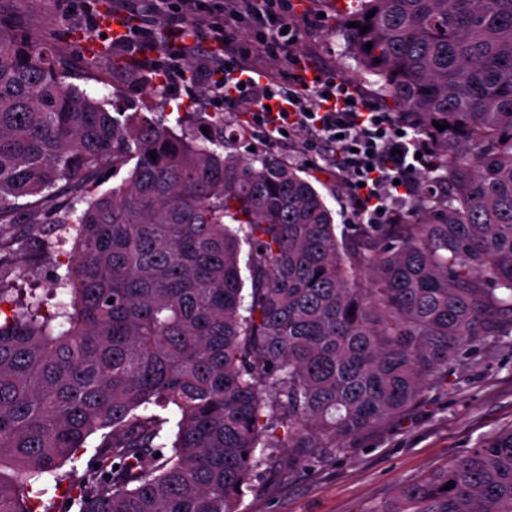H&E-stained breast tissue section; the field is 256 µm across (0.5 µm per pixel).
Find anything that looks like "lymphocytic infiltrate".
I'll return each mask as SVG.
<instances>
[{"mask_svg":"<svg viewBox=\"0 0 512 512\" xmlns=\"http://www.w3.org/2000/svg\"><path fill=\"white\" fill-rule=\"evenodd\" d=\"M224 18L210 15L187 25L186 13L165 15L171 38L168 78H184L183 64L205 43L219 46L210 85L225 105L243 102L252 121L270 142L300 135L306 148L322 153L344 177L355 215L362 224H387L402 218L418 175L429 170L435 153L430 137L382 111L348 83L315 62L286 50L299 40L300 28L288 20L281 0H228ZM232 35H224L227 26ZM286 58L281 74L263 59Z\"/></svg>","mask_w":512,"mask_h":512,"instance_id":"lymphocytic-infiltrate-1","label":"lymphocytic infiltrate"}]
</instances>
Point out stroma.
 Returning <instances> with one entry per match:
<instances>
[{
	"mask_svg": "<svg viewBox=\"0 0 512 512\" xmlns=\"http://www.w3.org/2000/svg\"><path fill=\"white\" fill-rule=\"evenodd\" d=\"M113 0H9L11 16L38 40L50 43L73 83L97 97H108L113 112H164L169 121L184 118L204 127L215 107L204 83L193 87L164 86L162 93L146 89L133 58L136 42L119 43L99 26L114 15L121 31L140 26L138 15L113 13ZM337 0H288V17L301 23L292 51L314 53L317 61L358 88L386 112L373 76L360 71L338 28ZM227 151L250 156L270 153L316 177V186L332 211L335 224L355 217L343 176L325 164L319 153L304 150L301 139L290 145L272 144L255 132L246 105L224 110ZM25 244L9 262L0 264V290L10 310L30 296L46 306L65 299L46 294L55 277L66 270L68 255L60 249L33 254ZM468 372L448 374V386L433 391L417 408L386 425L359 436L350 453L329 455L320 463L281 479L273 472L254 478L257 490L248 494L244 512H370L379 503H393L406 485L445 470L478 441L512 424V345L474 347L468 352Z\"/></svg>",
	"mask_w": 512,
	"mask_h": 512,
	"instance_id": "stroma-1",
	"label": "stroma"
}]
</instances>
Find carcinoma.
<instances>
[{"instance_id":"carcinoma-1","label":"carcinoma","mask_w":512,"mask_h":512,"mask_svg":"<svg viewBox=\"0 0 512 512\" xmlns=\"http://www.w3.org/2000/svg\"><path fill=\"white\" fill-rule=\"evenodd\" d=\"M343 32L435 141L413 221L337 227L219 118L112 114L0 0V247L74 248L69 301L0 322V512H50L94 434L76 512H240L258 468L349 452L512 339V0H360ZM388 512H512V427Z\"/></svg>"}]
</instances>
